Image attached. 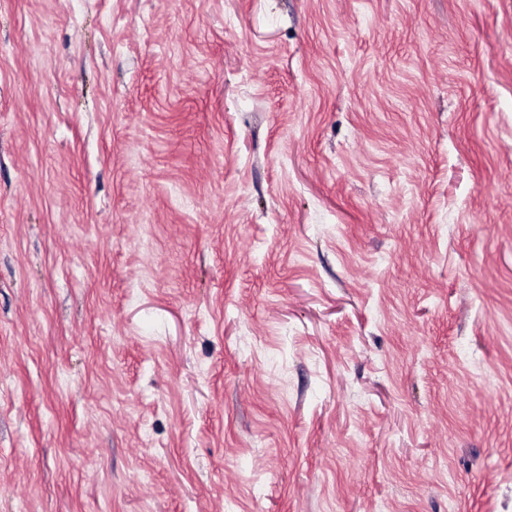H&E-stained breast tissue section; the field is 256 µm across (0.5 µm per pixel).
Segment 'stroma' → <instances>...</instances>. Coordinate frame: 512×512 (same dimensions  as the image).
I'll return each instance as SVG.
<instances>
[{"instance_id":"obj_1","label":"stroma","mask_w":512,"mask_h":512,"mask_svg":"<svg viewBox=\"0 0 512 512\" xmlns=\"http://www.w3.org/2000/svg\"><path fill=\"white\" fill-rule=\"evenodd\" d=\"M0 512H512V0H0Z\"/></svg>"}]
</instances>
